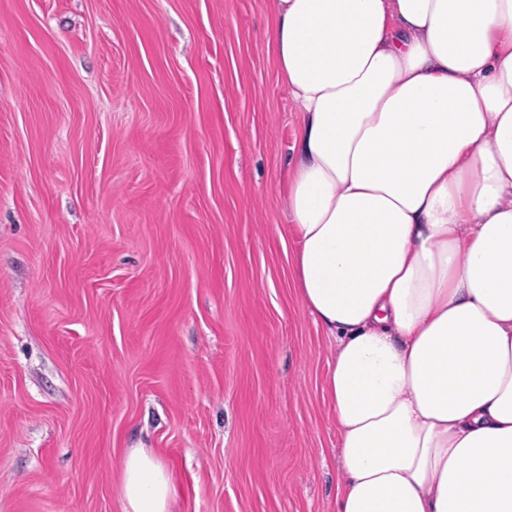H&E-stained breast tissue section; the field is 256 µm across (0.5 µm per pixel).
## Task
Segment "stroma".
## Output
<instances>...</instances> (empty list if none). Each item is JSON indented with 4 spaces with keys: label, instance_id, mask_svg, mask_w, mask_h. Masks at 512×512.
<instances>
[{
    "label": "stroma",
    "instance_id": "obj_1",
    "mask_svg": "<svg viewBox=\"0 0 512 512\" xmlns=\"http://www.w3.org/2000/svg\"><path fill=\"white\" fill-rule=\"evenodd\" d=\"M268 0H0V512H336ZM123 512H172L175 486L163 459L149 448H131L122 461Z\"/></svg>",
    "mask_w": 512,
    "mask_h": 512
}]
</instances>
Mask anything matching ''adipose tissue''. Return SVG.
Segmentation results:
<instances>
[{"mask_svg": "<svg viewBox=\"0 0 512 512\" xmlns=\"http://www.w3.org/2000/svg\"><path fill=\"white\" fill-rule=\"evenodd\" d=\"M338 512H512V0H270ZM123 512H171L129 449Z\"/></svg>", "mask_w": 512, "mask_h": 512, "instance_id": "adipose-tissue-1", "label": "adipose tissue"}]
</instances>
